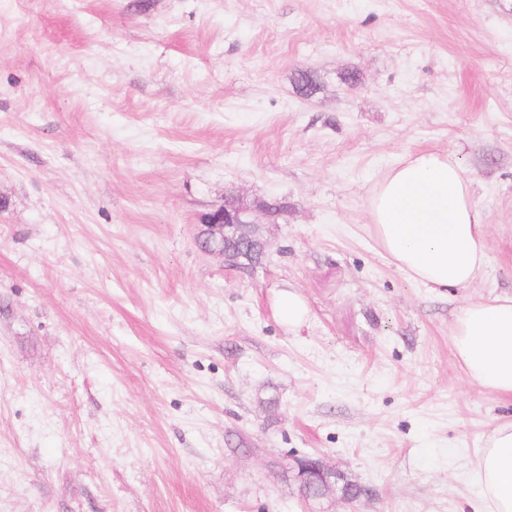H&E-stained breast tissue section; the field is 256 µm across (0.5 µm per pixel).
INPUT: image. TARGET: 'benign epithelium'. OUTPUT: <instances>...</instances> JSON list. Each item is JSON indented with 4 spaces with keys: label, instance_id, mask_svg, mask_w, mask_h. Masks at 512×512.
I'll return each instance as SVG.
<instances>
[{
    "label": "benign epithelium",
    "instance_id": "obj_1",
    "mask_svg": "<svg viewBox=\"0 0 512 512\" xmlns=\"http://www.w3.org/2000/svg\"><path fill=\"white\" fill-rule=\"evenodd\" d=\"M219 217L211 224L201 225L198 246L206 253L235 268H251V249L266 248V242L253 220V208L235 195L218 208ZM296 480L301 496L307 502L322 503L344 499L336 491V470L319 459L295 460Z\"/></svg>",
    "mask_w": 512,
    "mask_h": 512
}]
</instances>
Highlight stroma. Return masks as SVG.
<instances>
[{
	"label": "stroma",
	"instance_id": "35a3bbf8",
	"mask_svg": "<svg viewBox=\"0 0 512 512\" xmlns=\"http://www.w3.org/2000/svg\"><path fill=\"white\" fill-rule=\"evenodd\" d=\"M132 2L0 0V512H304L306 457L371 489L336 512H479L512 402L448 332L512 295V0ZM424 150L486 215L466 288L369 228ZM229 194L288 203L248 270L196 243ZM307 315L308 309L302 298L293 292H288L279 307L280 319L288 323L289 327H297L306 321Z\"/></svg>",
	"mask_w": 512,
	"mask_h": 512
}]
</instances>
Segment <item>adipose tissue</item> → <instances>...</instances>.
<instances>
[{"mask_svg": "<svg viewBox=\"0 0 512 512\" xmlns=\"http://www.w3.org/2000/svg\"><path fill=\"white\" fill-rule=\"evenodd\" d=\"M368 212L391 262L426 287H468L488 264L485 215L470 179L448 154L420 151L390 167L372 191ZM449 339L470 381L512 400V297L467 302ZM476 480L489 512H512V419L488 436Z\"/></svg>", "mask_w": 512, "mask_h": 512, "instance_id": "obj_1", "label": "adipose tissue"}]
</instances>
